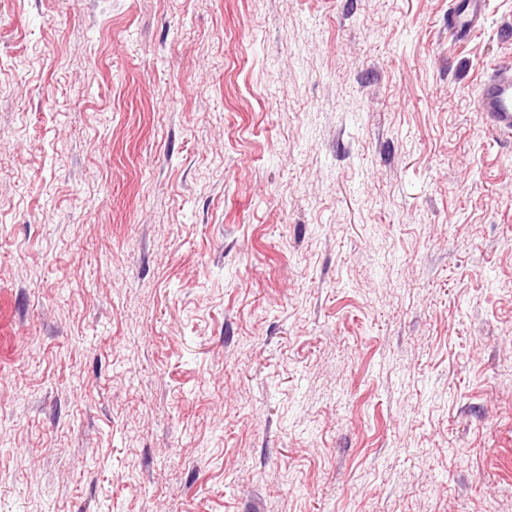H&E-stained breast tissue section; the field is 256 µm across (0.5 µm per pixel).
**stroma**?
Masks as SVG:
<instances>
[{"label":"stroma","mask_w":512,"mask_h":512,"mask_svg":"<svg viewBox=\"0 0 512 512\" xmlns=\"http://www.w3.org/2000/svg\"><path fill=\"white\" fill-rule=\"evenodd\" d=\"M0 0V512H512V0ZM448 31L459 40L471 36L484 20L487 0H451ZM476 107L479 112H486L498 131L512 132V67L496 69L483 82Z\"/></svg>","instance_id":"35a3bbf8"}]
</instances>
